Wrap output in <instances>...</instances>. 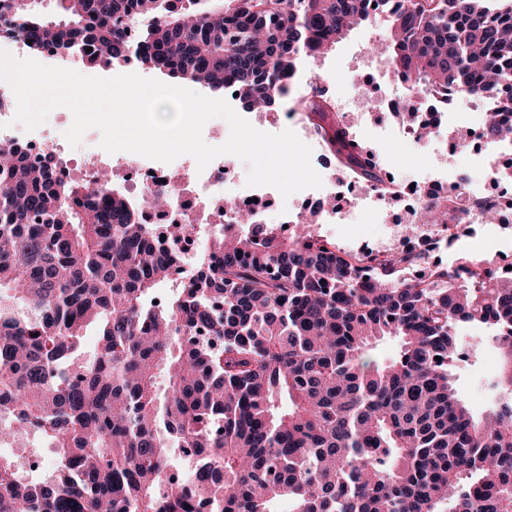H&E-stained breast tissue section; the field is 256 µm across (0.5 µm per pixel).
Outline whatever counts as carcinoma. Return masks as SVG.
<instances>
[{
    "label": "carcinoma",
    "instance_id": "carcinoma-1",
    "mask_svg": "<svg viewBox=\"0 0 512 512\" xmlns=\"http://www.w3.org/2000/svg\"><path fill=\"white\" fill-rule=\"evenodd\" d=\"M0 0V29L88 65L130 54L252 109L278 102L302 49L324 54L380 20L390 73L413 102L398 117L423 140L414 100L493 102L489 143L512 142V0ZM148 20L133 45L123 22ZM316 131L348 172L377 183L350 121L315 101ZM431 200L424 224H442ZM259 242H254V239ZM120 192L0 148V412L12 433L61 449L22 479L0 459V512H512V280L469 254L427 279L404 252L357 256L316 235L239 215L210 238L198 273L151 300L182 257ZM100 328L82 357L83 331ZM479 326L500 354L494 405L476 417L452 368ZM211 345L187 340L198 331ZM388 337L400 350L370 358ZM197 449L184 480L175 450Z\"/></svg>",
    "mask_w": 512,
    "mask_h": 512
}]
</instances>
